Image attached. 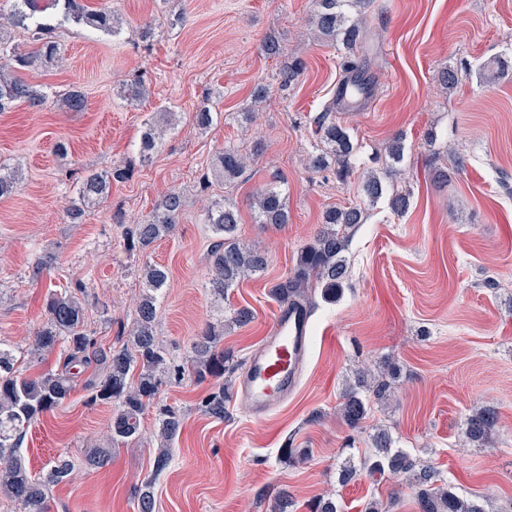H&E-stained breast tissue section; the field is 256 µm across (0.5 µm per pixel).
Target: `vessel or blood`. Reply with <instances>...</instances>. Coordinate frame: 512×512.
Returning a JSON list of instances; mask_svg holds the SVG:
<instances>
[{
  "instance_id": "obj_1",
  "label": "vessel or blood",
  "mask_w": 512,
  "mask_h": 512,
  "mask_svg": "<svg viewBox=\"0 0 512 512\" xmlns=\"http://www.w3.org/2000/svg\"><path fill=\"white\" fill-rule=\"evenodd\" d=\"M309 343L308 321L291 303H282L240 383L255 420H265L297 388Z\"/></svg>"
}]
</instances>
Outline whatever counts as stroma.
<instances>
[{"label":"stroma","instance_id":"1","mask_svg":"<svg viewBox=\"0 0 512 512\" xmlns=\"http://www.w3.org/2000/svg\"><path fill=\"white\" fill-rule=\"evenodd\" d=\"M124 20L112 36L70 26L61 43L65 67L24 72L52 92L80 87L81 112L26 104L0 114V163L18 165L24 182L0 199V340L19 348L46 320L45 297L56 288L87 285L88 326L100 346L116 345L133 325L143 293L142 263L163 265L156 331L167 350L186 356L198 332L224 319L225 350L246 366L279 306L271 288L292 268L323 213L357 199L358 177L339 181L313 173L306 158L315 141L311 119L336 95L344 49L319 40L310 24L313 0H91ZM152 24V37L139 35ZM275 36L282 56L261 50ZM364 53L374 83L368 101L338 111L361 150V170H382L386 148L403 133L404 174L412 193L403 216L386 201L370 207L347 251L351 276L333 302L318 301L300 384L266 420H254L231 399L224 421L198 408L211 382L164 386L162 402L184 421L163 472L154 470V413H146L135 443L117 448L102 468L86 470L84 454L112 422L108 404L90 405L76 388L63 406L27 430L21 453L32 474L54 458L76 463L69 483L52 490V512H139L138 490L154 478L155 512H270L288 490L294 512H309L321 496L343 512H361L369 499L388 512H418L416 490L389 472L361 469L347 486L340 463L369 455L372 427H391L397 445L433 465L443 486L488 501L489 512H512V80L483 83L463 76L440 86L442 69L477 67L512 57V0H375L365 25ZM304 70L288 88L277 73L285 60ZM143 78L149 93L130 103L120 89ZM209 106L220 123L199 129L195 112ZM169 107L177 124L150 161L138 157L143 123ZM66 152H59V144ZM252 151L235 187L212 180L202 188L216 154L227 145ZM457 167L448 186L430 172ZM129 167L107 200L83 223L66 208L87 171ZM287 191L288 222L256 223L257 193L273 181ZM185 204L171 237L145 252L129 250L126 234L168 192ZM235 202L238 236L262 250L264 272L216 299L210 253L215 236L205 222L212 202ZM51 268H40L45 258ZM253 319L232 324L234 309ZM395 362L399 375L387 405H372L362 429L339 414L346 383L360 370ZM499 417L491 444L466 442L463 422L473 410ZM309 451L286 464V444Z\"/></svg>","mask_w":512,"mask_h":512}]
</instances>
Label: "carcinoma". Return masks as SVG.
<instances>
[{"label": "carcinoma", "mask_w": 512, "mask_h": 512, "mask_svg": "<svg viewBox=\"0 0 512 512\" xmlns=\"http://www.w3.org/2000/svg\"><path fill=\"white\" fill-rule=\"evenodd\" d=\"M371 4L373 0H315L311 18L318 38L333 44L340 42L348 50L342 63L347 73L343 85L351 86L355 96L364 98L369 97V90L357 76L361 62L355 51L363 42V19ZM66 23L114 35L123 26L118 14L103 6L92 7L86 0H4L0 4V112L18 102L39 110L49 103H58L68 112L84 110L85 95L79 88L51 96L20 76L26 70L64 62L58 29ZM13 30L26 36L29 50L22 51L10 44ZM301 69L302 64L297 60L285 63L278 75L279 84L292 83ZM312 123L319 143L307 156L308 168L314 173L333 170L338 178L346 179L353 172L358 147L347 128L336 121L335 105H327L313 117ZM172 124V112L167 109L144 123L140 138L142 160L151 157ZM404 153L403 138L394 136L388 146L391 164L384 175L372 172L364 177L361 185L370 204L385 197L391 212L398 216L408 211L411 192L407 188L389 192L386 181H395ZM246 164L247 157L232 145L224 147L216 159V168L227 185L238 180ZM128 174L129 168L125 167L85 175L78 184V198L67 212L70 221H85L90 208L106 200L112 180L124 179ZM22 182L21 168L0 166V198L11 196ZM183 206L181 193L173 191L166 195L148 219L134 225L128 238L130 250L144 251L171 236ZM255 212L258 224L288 223L286 194L277 183L256 196ZM364 220L365 212L359 205L327 210L320 227L298 252L287 277L272 286V295L280 302L301 305L308 314L314 308L315 294L326 301L336 300L350 277L346 257L349 232ZM205 223L211 225L217 238L211 250L212 284L214 293L222 298L242 279L263 271L267 260L256 246L238 238L239 214L231 200L225 198L215 203L208 210ZM139 274L145 285L144 294L138 302L129 339L119 346L105 349L97 345L93 331L88 329L90 289L86 287L49 293L47 321L36 331L28 350L0 340V499L16 504L20 512H50L52 488L69 482L73 475L74 463L59 456L43 476L36 477L29 471L19 448L28 426L40 415L65 404L83 372L89 373L83 383L88 402L106 403L114 410L107 439L84 456L83 465L88 469L104 466L112 457V447L135 441L140 418L150 407L155 409L157 426L155 473L169 465L170 449L181 430L183 412L157 402L161 388L167 384L186 379L214 382V390L199 401L198 409L213 419L224 420L236 369L232 356L220 349L224 322L207 325L194 341L190 355L180 360L171 357L157 339L155 328L157 294L166 286L168 273L164 267L147 262L140 267ZM57 349L64 358L61 368L34 377L20 373L18 363L22 355L40 358ZM369 409V399L357 390L343 393L339 411L350 429L362 427ZM497 423L498 416L493 409L476 408L466 418L465 437L484 445L492 439ZM370 447L373 448L371 469L402 475L418 488L420 512H486L479 500L438 486V471L417 464L407 452L395 447L388 429H374ZM138 508L139 512H154L153 481H146L140 488Z\"/></svg>", "instance_id": "1"}]
</instances>
